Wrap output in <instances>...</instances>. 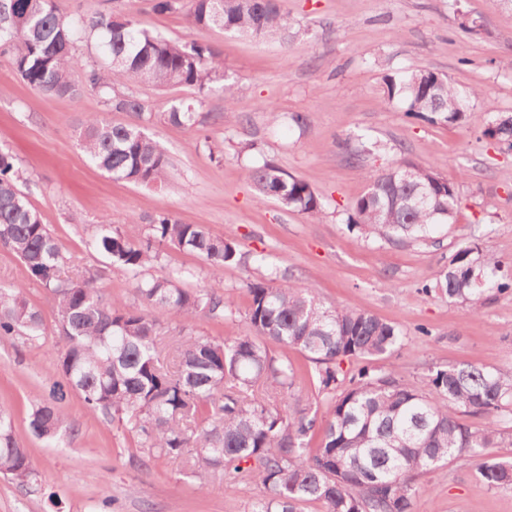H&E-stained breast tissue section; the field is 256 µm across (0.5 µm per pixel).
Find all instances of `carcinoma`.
Listing matches in <instances>:
<instances>
[{"label": "carcinoma", "mask_w": 512, "mask_h": 512, "mask_svg": "<svg viewBox=\"0 0 512 512\" xmlns=\"http://www.w3.org/2000/svg\"><path fill=\"white\" fill-rule=\"evenodd\" d=\"M178 9L185 10L191 31L219 28L288 40L277 0H154L156 12ZM93 39L103 65H86L76 55L78 43ZM0 50L11 54L21 79L43 95L76 98L92 87L108 111L137 117L136 123L112 124L92 115L82 125L83 150L115 180L161 184L170 162L145 132L155 113L115 88L113 74L134 84L193 89L194 99H176L164 113L191 132L206 123L201 109L213 84L223 83L225 102L236 97L223 58L209 44L168 39L109 7L84 22L60 14L56 0H0ZM384 85L388 102H402L408 117L430 123L466 121L478 97L427 69L388 75ZM485 134L512 150V114L495 119ZM19 178L15 158L0 150V246L52 296L60 375L89 412L133 433L148 459L177 463L198 492H210L213 480L230 469L260 488L251 512H302L311 502L322 504L324 512H414L416 478L463 457L478 462V477L489 488L512 489V460L486 456L504 437L502 422L512 419V371L436 367L422 388L367 366L347 374L341 361L390 355L404 345L403 330L363 310L328 306L308 288L272 280L247 285L245 316L254 335L197 336L198 316H223L233 302L213 288L187 290L169 277L139 275L167 244L222 269L238 261L234 241L167 212L152 217L137 241L98 224L88 247L109 267L138 279L139 303L108 301L95 286L101 272L76 268L18 188ZM250 178L258 202L274 200L286 211L322 216L325 205L314 188L278 164L266 161ZM366 179L367 191L348 210L352 230L393 245L427 243L439 226L455 222L456 185L430 168L403 160ZM498 272L499 261L476 243L466 245L448 257L435 284L423 292L444 295L475 316L487 294L512 290ZM151 309L175 320L174 330L162 327ZM4 337L23 345L46 340L41 313L21 286L0 285ZM271 344L299 350L316 364L318 392L327 400L324 415L296 404L295 370L272 355ZM28 429L46 441L70 429L55 394L33 404ZM317 430L322 439L314 447ZM0 474L22 487L37 481L27 450L15 438L13 415L2 406Z\"/></svg>", "instance_id": "cac0c4a2"}]
</instances>
